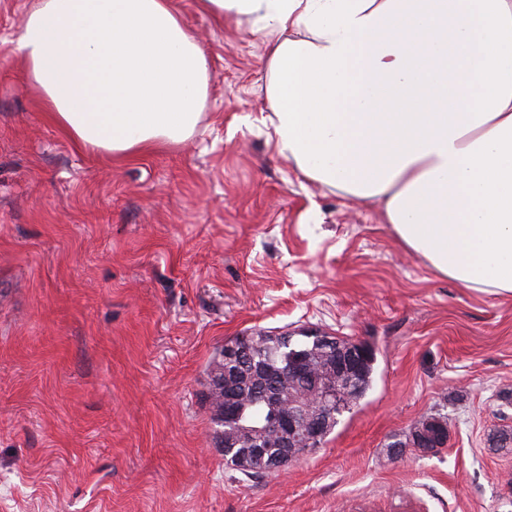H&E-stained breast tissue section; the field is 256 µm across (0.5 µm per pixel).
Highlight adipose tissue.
<instances>
[{
	"label": "adipose tissue",
	"instance_id": "adipose-tissue-1",
	"mask_svg": "<svg viewBox=\"0 0 512 512\" xmlns=\"http://www.w3.org/2000/svg\"><path fill=\"white\" fill-rule=\"evenodd\" d=\"M268 44L276 147L435 274L512 299V0H200ZM14 50L80 151L190 138L209 60L173 0H32Z\"/></svg>",
	"mask_w": 512,
	"mask_h": 512
}]
</instances>
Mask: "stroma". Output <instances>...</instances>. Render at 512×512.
<instances>
[{"label": "stroma", "mask_w": 512, "mask_h": 512, "mask_svg": "<svg viewBox=\"0 0 512 512\" xmlns=\"http://www.w3.org/2000/svg\"><path fill=\"white\" fill-rule=\"evenodd\" d=\"M0 0V512H512V300L437 276L379 206L299 177L265 48L176 0L210 60L191 138L114 162L43 115ZM316 329L370 345L327 443L257 479L204 399L225 342ZM440 414L446 448L407 443ZM403 442L393 453L392 442Z\"/></svg>", "instance_id": "35a3bbf8"}]
</instances>
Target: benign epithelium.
Instances as JSON below:
<instances>
[{"label":"benign epithelium","instance_id":"1","mask_svg":"<svg viewBox=\"0 0 512 512\" xmlns=\"http://www.w3.org/2000/svg\"><path fill=\"white\" fill-rule=\"evenodd\" d=\"M303 335L313 340L328 359L325 371H316L308 365L307 354L293 356L288 362L289 377L303 379L308 391L303 396L285 393L283 389L265 392L259 397L266 411L263 435L250 441L258 470L267 474L284 470L285 463H295L302 458L298 448L311 449L323 435L326 425L350 397L352 374L370 357L371 349L364 343L336 355V338L318 330L308 329ZM252 345L251 338L242 336L239 345H227L222 359L229 365L243 361V353ZM224 392V422L238 420L240 396L224 386V378L216 380Z\"/></svg>","mask_w":512,"mask_h":512}]
</instances>
